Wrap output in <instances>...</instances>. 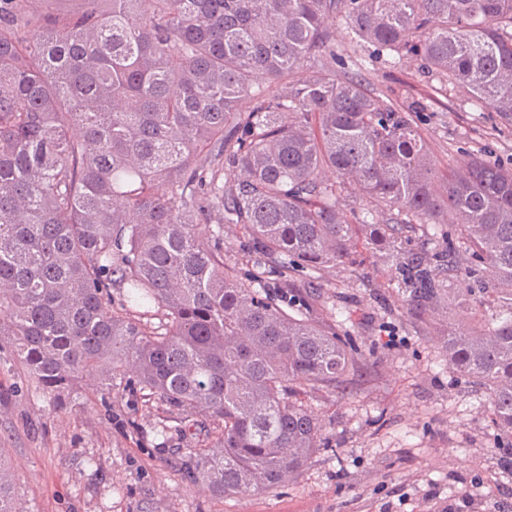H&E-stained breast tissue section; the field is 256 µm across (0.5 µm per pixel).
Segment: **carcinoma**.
I'll return each instance as SVG.
<instances>
[{
  "label": "carcinoma",
  "instance_id": "1",
  "mask_svg": "<svg viewBox=\"0 0 512 512\" xmlns=\"http://www.w3.org/2000/svg\"><path fill=\"white\" fill-rule=\"evenodd\" d=\"M50 2L0 0V339L43 392L132 378L193 433L186 481L273 490L318 448L301 396L342 385L353 355L266 278L289 290L352 263L361 236L420 315L460 278L492 284L497 323L475 308L446 349L512 454V168L469 154L439 178L417 126L338 77L335 51L341 21L512 125V0H83L66 16ZM351 182L367 204L348 220ZM214 209L243 226L260 275L224 264L223 224L199 229ZM416 224L449 229L414 250ZM12 484L0 457V512H20Z\"/></svg>",
  "mask_w": 512,
  "mask_h": 512
}]
</instances>
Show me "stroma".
Instances as JSON below:
<instances>
[{
    "label": "stroma",
    "mask_w": 512,
    "mask_h": 512,
    "mask_svg": "<svg viewBox=\"0 0 512 512\" xmlns=\"http://www.w3.org/2000/svg\"><path fill=\"white\" fill-rule=\"evenodd\" d=\"M336 73L384 91L418 126L440 174L463 153L512 168V127L422 72L392 68L336 25ZM309 307L289 303L358 350L346 382L308 405L322 446L296 477L270 491L217 498L183 481L176 421L135 387L101 398L91 381L54 409L11 348L0 349V457L14 474L22 512H512V463L498 453L488 396L448 365L443 334L489 302L473 289L450 309L418 317L390 264L326 269Z\"/></svg>",
    "instance_id": "1"
}]
</instances>
